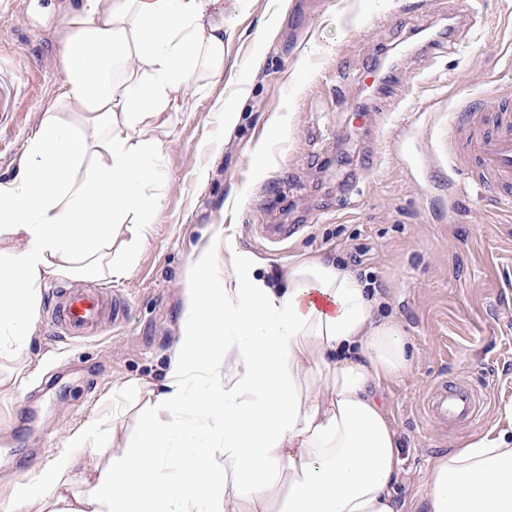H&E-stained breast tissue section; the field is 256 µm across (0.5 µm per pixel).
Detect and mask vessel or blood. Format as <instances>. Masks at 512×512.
Segmentation results:
<instances>
[{"instance_id": "1", "label": "vessel or blood", "mask_w": 512, "mask_h": 512, "mask_svg": "<svg viewBox=\"0 0 512 512\" xmlns=\"http://www.w3.org/2000/svg\"><path fill=\"white\" fill-rule=\"evenodd\" d=\"M448 153L490 189L512 193V99L495 91L471 108L466 122L453 127ZM109 307L96 290L73 288L59 292L52 319L65 334L84 336L98 328ZM478 408L472 387L462 380L437 381L427 397L430 420L445 428L473 424Z\"/></svg>"}]
</instances>
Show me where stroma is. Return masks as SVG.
I'll return each mask as SVG.
<instances>
[{
  "mask_svg": "<svg viewBox=\"0 0 512 512\" xmlns=\"http://www.w3.org/2000/svg\"><path fill=\"white\" fill-rule=\"evenodd\" d=\"M454 2L467 16L426 58L404 55L421 21L396 0H257L237 19L223 81L177 113L164 139L160 206L132 273L97 281L119 290L126 309L93 335H65L48 317L75 281H52L28 357L0 353V507L85 422L100 421L106 449L139 427L145 384L166 376L192 257L216 224L233 226L239 248L280 282L302 256L335 260L401 323L413 363L380 389L400 442L397 498L424 494L438 453L495 425L512 429V203L440 149L469 101L512 90V0ZM79 4L27 0L23 19L0 16V82L14 87L0 112L1 179L14 174L36 113L64 90L57 30ZM381 48L405 76L379 100L359 75ZM360 103L369 107L361 123ZM271 112L289 115L283 132L268 131ZM265 224L299 230L271 245ZM443 377L476 392L471 426L427 419L424 400Z\"/></svg>",
  "mask_w": 512,
  "mask_h": 512,
  "instance_id": "stroma-1",
  "label": "stroma"
}]
</instances>
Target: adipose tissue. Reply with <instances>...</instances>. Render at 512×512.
Listing matches in <instances>:
<instances>
[{
    "label": "adipose tissue",
    "instance_id": "1",
    "mask_svg": "<svg viewBox=\"0 0 512 512\" xmlns=\"http://www.w3.org/2000/svg\"><path fill=\"white\" fill-rule=\"evenodd\" d=\"M252 0H84L60 21L65 91L0 179V350L25 356L50 281L120 279L149 232L163 137L224 77ZM198 251L151 416L107 462L97 422L15 486L34 512H405L381 385L410 364L401 325L350 270L300 258L273 284L217 225ZM424 512H512V445L489 428L433 460Z\"/></svg>",
    "mask_w": 512,
    "mask_h": 512
}]
</instances>
